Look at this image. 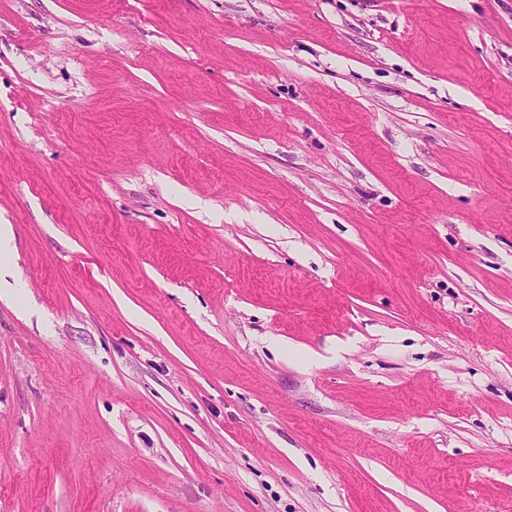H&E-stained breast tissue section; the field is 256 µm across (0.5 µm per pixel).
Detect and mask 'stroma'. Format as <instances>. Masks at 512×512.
I'll use <instances>...</instances> for the list:
<instances>
[{
    "mask_svg": "<svg viewBox=\"0 0 512 512\" xmlns=\"http://www.w3.org/2000/svg\"><path fill=\"white\" fill-rule=\"evenodd\" d=\"M1 219L0 512H512V0H0Z\"/></svg>",
    "mask_w": 512,
    "mask_h": 512,
    "instance_id": "stroma-1",
    "label": "stroma"
}]
</instances>
